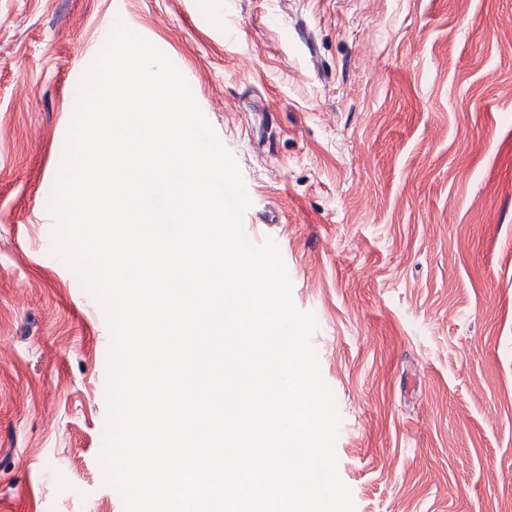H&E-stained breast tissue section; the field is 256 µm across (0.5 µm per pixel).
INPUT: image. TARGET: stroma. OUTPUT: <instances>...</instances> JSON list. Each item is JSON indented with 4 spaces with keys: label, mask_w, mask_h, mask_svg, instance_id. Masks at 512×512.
Returning <instances> with one entry per match:
<instances>
[{
    "label": "stroma",
    "mask_w": 512,
    "mask_h": 512,
    "mask_svg": "<svg viewBox=\"0 0 512 512\" xmlns=\"http://www.w3.org/2000/svg\"><path fill=\"white\" fill-rule=\"evenodd\" d=\"M118 20L188 81L316 318L355 512H512V0H0V512H124L110 327L51 211Z\"/></svg>",
    "instance_id": "35a3bbf8"
}]
</instances>
